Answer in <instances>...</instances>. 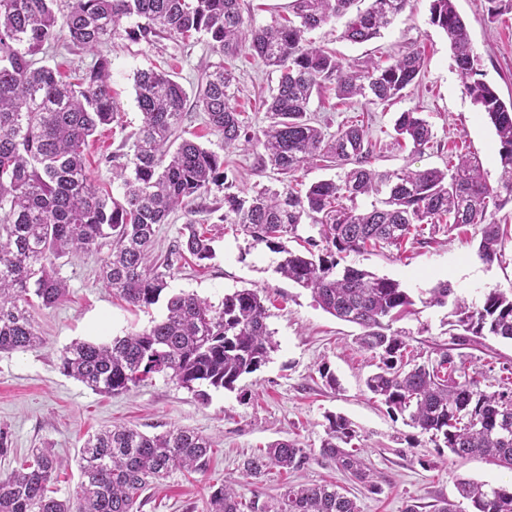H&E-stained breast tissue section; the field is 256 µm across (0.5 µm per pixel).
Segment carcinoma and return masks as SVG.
Segmentation results:
<instances>
[{"label": "carcinoma", "instance_id": "carcinoma-1", "mask_svg": "<svg viewBox=\"0 0 512 512\" xmlns=\"http://www.w3.org/2000/svg\"><path fill=\"white\" fill-rule=\"evenodd\" d=\"M54 0H0V352L28 351L44 344L28 308L39 300L51 307L67 295L57 261L110 243L101 263L106 287L133 307H149L166 295L174 267L193 257H214V234L187 220L184 240L163 258L153 255L158 225L188 198L224 190V160L180 138L187 91L164 69L134 75L142 125L132 154L120 166L117 193L94 184L85 150L96 129L113 121L110 60L100 55L82 75L71 76L35 56L65 33L68 49L95 52L121 21L143 24L126 30L131 41L165 34L188 45L208 37L213 52L232 57L244 45L268 68L280 72L267 106L269 124L252 129L231 103L235 80L224 61L201 74L196 106L208 124L256 153L260 166L281 175L295 173L317 158L337 170L301 190L262 188L249 197L224 194L220 221L236 224L255 244L278 255L275 272L310 291L324 311L363 329L362 349L379 357L366 387L407 425L441 441L464 461L485 458L512 470V368L502 367L499 390L482 388V374L459 352L473 337L512 340V294L485 293L480 307L454 299L453 346L435 360L419 363L389 320L411 312L414 300L393 279L353 266L337 270L340 257L377 247H398L425 226L452 231L481 224L477 258L491 264L500 256L502 235L496 213L512 204V101L504 102L479 78L467 26L453 0H431L429 22L448 37L466 94L493 125L501 171L488 182L475 158L457 156L446 170L378 171L366 167L370 154L359 124L327 134L307 116L313 93L334 86L336 98H363L371 104L403 96L424 67L421 52L409 51L386 64L362 69L345 65L336 53L307 34L333 18L346 19L342 38L353 43L381 36L410 0H293V18L270 26L243 28L241 0H70L57 16ZM398 145L423 153L434 140L432 126L415 110L394 123ZM311 224L317 235L302 237ZM299 248L292 249L288 241ZM454 294L443 282L429 304L443 306ZM259 292L241 288L218 304L195 294L167 295L166 314L142 330L109 343L79 341L61 356L63 373L96 392L128 391L153 375L189 390L206 385L234 390L241 377L270 360L277 343ZM320 456L349 472L370 491H380L362 456L346 445L357 436L346 417L328 414ZM210 438L176 427L148 436L114 425L88 436L79 451L80 482L72 498L51 495L49 486L63 465L55 452L37 448L31 460L0 476V512H140V497L174 470L202 472L211 455ZM309 460L298 443L276 440L243 461L256 486L277 468L286 473ZM461 498L474 512H512V490L456 476ZM209 512H360L355 500L334 484H287L277 504L246 499L230 485L210 491Z\"/></svg>", "mask_w": 512, "mask_h": 512}]
</instances>
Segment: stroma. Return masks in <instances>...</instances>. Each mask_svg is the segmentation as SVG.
Segmentation results:
<instances>
[{"label":"stroma","mask_w":512,"mask_h":512,"mask_svg":"<svg viewBox=\"0 0 512 512\" xmlns=\"http://www.w3.org/2000/svg\"><path fill=\"white\" fill-rule=\"evenodd\" d=\"M429 7L430 0H411L381 38L363 44L342 40L343 22L339 19L316 29L312 37L317 43L357 69L369 61L386 62L411 50L421 51L425 65L418 82L401 98L385 104H369L361 98L342 102L333 88L326 87L313 94L310 114L331 134L352 120H362L374 147L375 169H442L453 147L476 157L489 182H496L500 162L495 130L464 94L448 37L430 24ZM455 7L466 23L483 80L503 100H512V10L490 15L486 0H455ZM108 51L110 88L118 116L90 139L87 167L96 185L110 186L119 155L129 153L132 136L141 126L134 92L136 71L161 67L176 72L178 81L190 92L211 64L226 62L236 76L229 90L233 103L246 113L254 129L268 123L264 102L276 87L278 74L254 60L248 49L223 60L203 36L188 46L167 37L133 42L120 28ZM410 109L421 112L435 133L432 148L421 155L394 141V120ZM182 128L186 138L223 156L224 177L232 192L248 195L275 186L273 172L262 169L253 152L225 146L223 134L206 124L194 99L186 101ZM222 203V193L211 192L205 210L195 215L217 231L214 257L201 267L187 260L175 270L170 288L214 303L237 289L258 290L268 299V325L277 342L269 362L244 376L235 390L211 392L205 401L161 377L117 395L87 388L62 372L64 350L76 341L103 343L144 329L164 316L165 305L160 302L137 310L113 296L99 278L103 251L62 258L58 271L67 283V296L53 307L31 311L43 345L25 352L0 353V427L11 434L10 451L0 456V475L18 468L32 449L48 445L66 461L53 489L58 498L71 497L80 481L76 456L86 435L126 424L148 435L188 428L210 436L215 447L205 472L170 473L147 492L141 512H208L209 488L215 484L237 483L243 493H250L243 460L278 439L296 440L310 459L299 471L273 470L264 477L260 499L270 504L286 483L327 481L349 490L361 512H404L410 500L420 505V512H432L433 504L443 499L458 501L461 512H470V503L458 498L456 476L512 485V471L478 457L456 460L447 448L436 446L429 435L407 426L372 398L365 379L373 372L374 361L355 341L359 327L326 313L308 290L276 273L277 254L262 245L250 246L246 236L220 221L216 208ZM496 219L506 225L509 235L500 260L490 265L474 255L481 238L477 224L425 236L418 242L409 240L397 249L352 253L343 262L397 280L407 288L415 301L414 310L394 321L392 328L401 332L418 357H431L436 349L453 342L447 308L424 303L438 282L450 283L458 297L477 306L482 305L486 289H512V205L499 211ZM464 352L473 368L482 373L486 386L496 384L501 367L512 366V342L508 340L487 336L465 346ZM323 365L334 373L339 389L329 388L321 378L318 369ZM329 413L344 415L354 423L358 432L355 444L378 475L380 492H370L320 456Z\"/></svg>","instance_id":"1"}]
</instances>
